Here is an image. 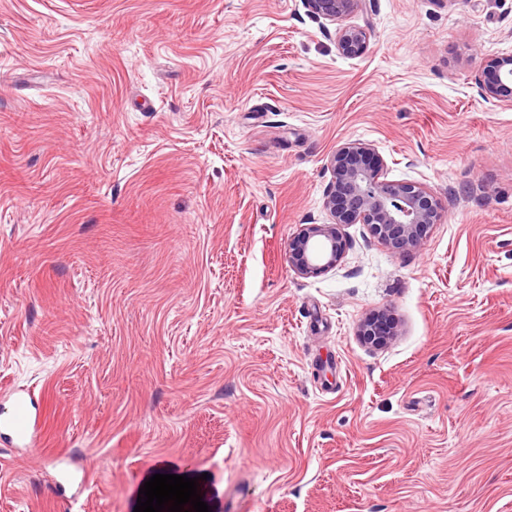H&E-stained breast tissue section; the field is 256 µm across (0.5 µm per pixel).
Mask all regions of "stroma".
Masks as SVG:
<instances>
[{
  "mask_svg": "<svg viewBox=\"0 0 512 512\" xmlns=\"http://www.w3.org/2000/svg\"><path fill=\"white\" fill-rule=\"evenodd\" d=\"M345 58L303 0H0V512H130L161 458L220 512H512V0H358ZM362 140L441 207L288 263ZM383 311L389 344L361 342ZM66 452L87 488L58 489ZM336 49L339 55L355 58L366 53L369 37L366 30L355 25H341L335 29ZM475 77L480 96L488 102L511 101L512 55L483 58ZM13 407L8 416L0 418V431L7 432L11 438L28 447L37 446L41 422L30 408V394L24 390L13 393ZM204 472L200 470H194L189 469L187 467H179L177 465L172 464L168 461H158L156 465L149 470L145 475L143 476L140 485L138 489L134 492L131 508L134 512V507L137 505V498L139 493V488L143 487L144 483L149 480L150 477L153 476V474H177V475H186L188 478H194L198 477V494L202 496V501L206 502L208 506H210L211 512H217L220 508V502H219V494L217 490L214 491V489L210 486V482L207 476V480L200 479V476Z\"/></svg>",
  "mask_w": 512,
  "mask_h": 512,
  "instance_id": "35a3bbf8",
  "label": "stroma"
}]
</instances>
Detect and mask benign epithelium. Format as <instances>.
Wrapping results in <instances>:
<instances>
[{"mask_svg":"<svg viewBox=\"0 0 512 512\" xmlns=\"http://www.w3.org/2000/svg\"><path fill=\"white\" fill-rule=\"evenodd\" d=\"M357 0H304L310 14L322 25L341 23ZM339 55L355 58L366 53L369 37L360 26L335 29ZM475 77L480 96L488 102L512 99V55L486 57ZM383 158L368 143L347 142L327 160L332 181L324 199L326 224H309L294 237L289 262L301 277H317L334 269L344 254L339 227L366 224L373 236L395 252L418 248L431 227L439 223L440 206L424 187L410 182L381 179ZM397 327L385 315L374 314L359 328L362 341L380 347L395 336Z\"/></svg>","mask_w":512,"mask_h":512,"instance_id":"obj_1","label":"benign epithelium"}]
</instances>
